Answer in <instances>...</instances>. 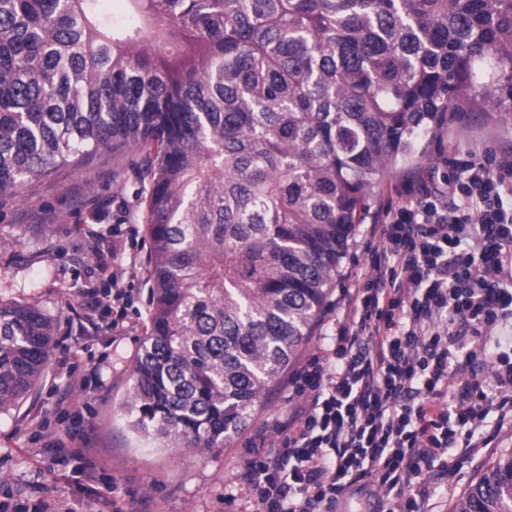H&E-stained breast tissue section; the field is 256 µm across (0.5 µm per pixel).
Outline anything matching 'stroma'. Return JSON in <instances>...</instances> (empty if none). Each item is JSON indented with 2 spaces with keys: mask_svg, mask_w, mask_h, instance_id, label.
Masks as SVG:
<instances>
[{
  "mask_svg": "<svg viewBox=\"0 0 512 512\" xmlns=\"http://www.w3.org/2000/svg\"><path fill=\"white\" fill-rule=\"evenodd\" d=\"M512 149V124L472 110L448 116L422 146L425 156L399 163L368 214L376 223L397 203L400 182L417 171L447 180L444 157L459 142ZM134 153L95 152L85 167L64 165L28 184L0 192V300L32 303L52 316L55 345L41 381L15 407L0 412V512H40L46 499L65 512H101L118 495L127 512H245L234 491L245 444L284 408L278 384L255 405L246 429L223 448H162L131 431L120 416L132 391L134 360L149 315L150 246L143 222L146 188ZM124 242L137 259L126 274L128 304L83 305L100 288V253ZM130 329L115 335L116 317ZM512 430L494 447L470 456L448 451V472L433 475L431 512H453L459 497L501 455Z\"/></svg>",
  "mask_w": 512,
  "mask_h": 512,
  "instance_id": "obj_1",
  "label": "stroma"
}]
</instances>
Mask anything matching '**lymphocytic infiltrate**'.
<instances>
[{"instance_id":"1","label":"lymphocytic infiltrate","mask_w":512,"mask_h":512,"mask_svg":"<svg viewBox=\"0 0 512 512\" xmlns=\"http://www.w3.org/2000/svg\"><path fill=\"white\" fill-rule=\"evenodd\" d=\"M448 188L420 180L362 238L366 272L288 377V409L250 439L254 512H425L448 451L512 426V154L458 145ZM488 376L468 372L476 356ZM372 491L381 494L382 491L378 486H368L362 491L348 496L338 506L337 512H371L373 496Z\"/></svg>"}]
</instances>
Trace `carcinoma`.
<instances>
[{"label": "carcinoma", "instance_id": "obj_1", "mask_svg": "<svg viewBox=\"0 0 512 512\" xmlns=\"http://www.w3.org/2000/svg\"><path fill=\"white\" fill-rule=\"evenodd\" d=\"M0 0V191L127 149L153 255L129 426L222 448L307 341L356 225L449 113L512 122V0ZM53 318L0 300V411ZM453 512H512V453Z\"/></svg>", "mask_w": 512, "mask_h": 512}]
</instances>
